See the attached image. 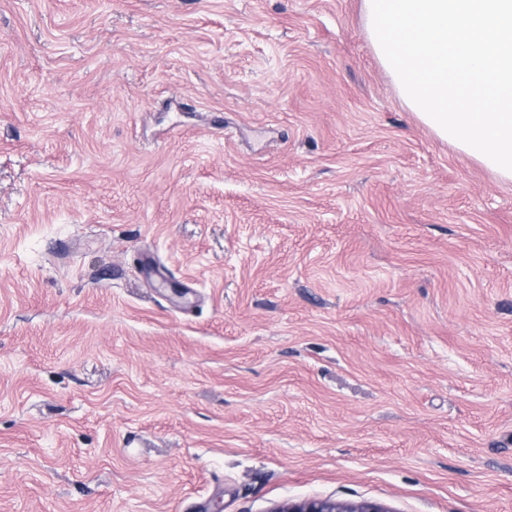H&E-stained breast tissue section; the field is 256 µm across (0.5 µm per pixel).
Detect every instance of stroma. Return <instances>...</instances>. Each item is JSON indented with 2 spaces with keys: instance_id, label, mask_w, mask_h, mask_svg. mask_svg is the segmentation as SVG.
I'll use <instances>...</instances> for the list:
<instances>
[{
  "instance_id": "obj_1",
  "label": "stroma",
  "mask_w": 512,
  "mask_h": 512,
  "mask_svg": "<svg viewBox=\"0 0 512 512\" xmlns=\"http://www.w3.org/2000/svg\"><path fill=\"white\" fill-rule=\"evenodd\" d=\"M512 512V182L363 0H0V512ZM271 512H389L373 503L348 504L331 499L310 498L301 502H286Z\"/></svg>"
}]
</instances>
